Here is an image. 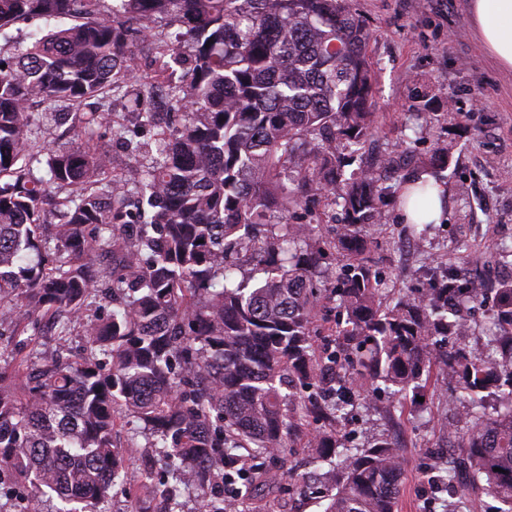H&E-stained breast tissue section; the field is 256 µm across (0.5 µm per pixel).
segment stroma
<instances>
[{
    "mask_svg": "<svg viewBox=\"0 0 512 512\" xmlns=\"http://www.w3.org/2000/svg\"><path fill=\"white\" fill-rule=\"evenodd\" d=\"M352 7L373 32L371 151L405 152L418 162L441 142L451 154L449 166L433 171L448 191L444 216L425 231L421 248L404 256L409 232L397 205L385 208L374 231L386 297L425 288L439 268L479 280L512 277V265L495 260L512 251V72L484 51L470 0H352ZM354 392L371 405L348 406L336 430L348 444L388 435L403 446L398 512H490L491 498L474 499L449 479L446 461L428 457L453 444L441 377L403 398L372 386ZM318 428L310 423L278 458H255V475L264 485L241 498L240 512H323L322 492L313 486L318 466L308 447ZM115 441L128 482L112 487L103 512H157L158 493L171 483L169 459L123 416Z\"/></svg>",
    "mask_w": 512,
    "mask_h": 512,
    "instance_id": "obj_1",
    "label": "stroma"
}]
</instances>
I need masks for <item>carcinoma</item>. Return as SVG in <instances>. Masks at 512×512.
I'll return each instance as SVG.
<instances>
[{"instance_id":"obj_1","label":"carcinoma","mask_w":512,"mask_h":512,"mask_svg":"<svg viewBox=\"0 0 512 512\" xmlns=\"http://www.w3.org/2000/svg\"><path fill=\"white\" fill-rule=\"evenodd\" d=\"M119 2L0 0V34L71 20L0 57V327L85 336L77 360L43 342L33 362L0 366V470L33 504L101 512L127 482L116 405L166 449L177 485L275 456L322 417L311 445L341 469L325 512H397L403 448L339 441V373L400 394L436 370L454 386L449 430L471 489L512 512V281L496 288L482 351L443 349L471 335L481 282L448 269L385 300L371 233L397 158L362 161L375 95L365 19L350 0ZM162 20L178 26L167 39ZM37 99L70 115L74 145L41 143ZM117 104L163 142L156 154L137 142L141 159L119 173L98 146ZM327 206L342 218L324 234L313 217ZM324 299L333 340L318 351Z\"/></svg>"}]
</instances>
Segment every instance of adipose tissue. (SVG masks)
Wrapping results in <instances>:
<instances>
[{"label":"adipose tissue","instance_id":"adipose-tissue-1","mask_svg":"<svg viewBox=\"0 0 512 512\" xmlns=\"http://www.w3.org/2000/svg\"><path fill=\"white\" fill-rule=\"evenodd\" d=\"M471 14L481 43L496 64L512 70V0H472ZM447 191L435 186L425 200L410 197L401 207L408 224H436L443 217Z\"/></svg>","mask_w":512,"mask_h":512}]
</instances>
